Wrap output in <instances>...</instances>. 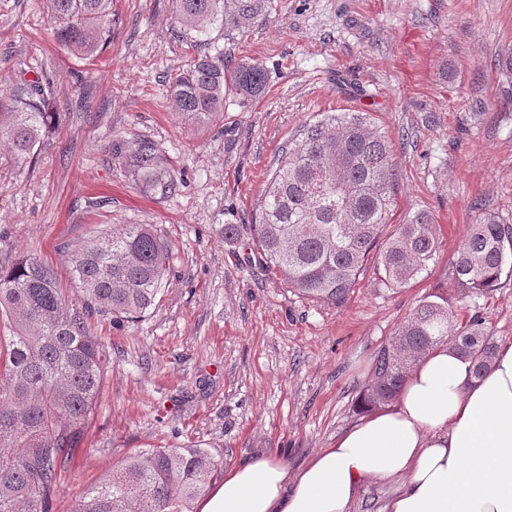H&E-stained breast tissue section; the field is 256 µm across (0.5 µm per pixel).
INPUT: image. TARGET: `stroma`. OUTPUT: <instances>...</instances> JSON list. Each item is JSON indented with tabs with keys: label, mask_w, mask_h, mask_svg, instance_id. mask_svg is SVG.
Returning <instances> with one entry per match:
<instances>
[{
	"label": "stroma",
	"mask_w": 512,
	"mask_h": 512,
	"mask_svg": "<svg viewBox=\"0 0 512 512\" xmlns=\"http://www.w3.org/2000/svg\"><path fill=\"white\" fill-rule=\"evenodd\" d=\"M172 0H112V39L93 60L60 48L45 0H0V92L42 77L57 124L42 151L0 146V265L33 254L66 287L70 243L113 224H153L171 244L164 292L144 318L91 320L112 346L94 416L69 454L52 512L132 452L208 450L232 469L266 454L297 470L360 418L356 400L377 351L432 289H447L455 322L479 316L512 339V275L458 296L451 260L471 224H512V0H270L236 33L212 37L232 62L257 60L265 92L197 126L168 96L191 60ZM371 115L398 162L387 232L433 213L440 250L427 273L387 287L375 260L344 303L298 294L266 272L248 224L283 150L334 112ZM151 143L173 189L138 173L130 152Z\"/></svg>",
	"instance_id": "35a3bbf8"
}]
</instances>
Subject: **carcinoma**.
Listing matches in <instances>:
<instances>
[{
    "label": "carcinoma",
    "mask_w": 512,
    "mask_h": 512,
    "mask_svg": "<svg viewBox=\"0 0 512 512\" xmlns=\"http://www.w3.org/2000/svg\"><path fill=\"white\" fill-rule=\"evenodd\" d=\"M265 0H176L179 37L194 58L169 84L175 110L204 125L224 111L231 89L246 104L264 93L258 61L229 68L210 34H228L258 16ZM55 41L86 59L112 36V0H48ZM50 84L26 81L0 95V138L18 159L34 156L56 123ZM142 143L135 167L153 169ZM396 162L388 137L366 112H342L304 127L301 143L277 161L249 232L267 271L299 294L339 305L364 270L395 207ZM440 242L433 215L420 210L398 225L380 253L386 285L402 288L429 269ZM512 225L485 213L453 256L456 290L478 295L496 286L512 261ZM170 244L152 224H114L74 245L72 280L82 308L66 305L53 268L27 254L0 267V512H50L68 450L82 437L106 379L111 348L89 320L143 317L169 275ZM448 290L427 293L382 346L357 409L392 403L430 350L451 344L481 377L497 346L473 318L452 328ZM220 471L204 448H152L124 458L112 474L76 497L73 512H192L191 503Z\"/></svg>",
    "instance_id": "carcinoma-1"
}]
</instances>
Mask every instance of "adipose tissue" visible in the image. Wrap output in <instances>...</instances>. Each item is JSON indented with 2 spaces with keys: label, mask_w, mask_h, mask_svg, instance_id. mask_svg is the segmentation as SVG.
Listing matches in <instances>:
<instances>
[{
  "label": "adipose tissue",
  "mask_w": 512,
  "mask_h": 512,
  "mask_svg": "<svg viewBox=\"0 0 512 512\" xmlns=\"http://www.w3.org/2000/svg\"><path fill=\"white\" fill-rule=\"evenodd\" d=\"M371 478L402 479L389 512H512V341L478 379L451 346L430 351L395 401L296 472L254 456L198 512H352Z\"/></svg>",
  "instance_id": "adipose-tissue-1"
}]
</instances>
